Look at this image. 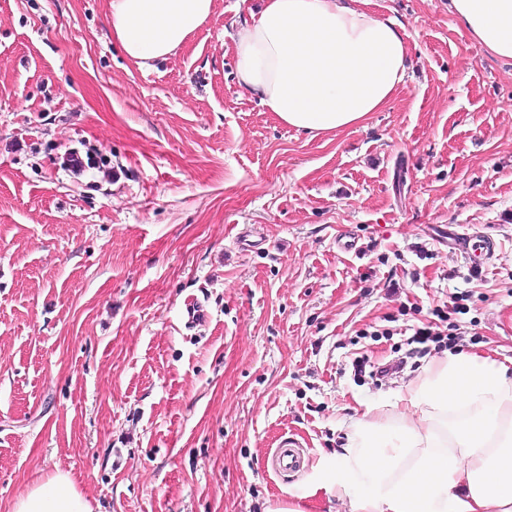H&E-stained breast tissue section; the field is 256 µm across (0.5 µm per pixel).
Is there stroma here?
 I'll use <instances>...</instances> for the list:
<instances>
[{"mask_svg": "<svg viewBox=\"0 0 512 512\" xmlns=\"http://www.w3.org/2000/svg\"><path fill=\"white\" fill-rule=\"evenodd\" d=\"M260 4L143 69L108 0H0V512L59 469L95 512H348L305 492L365 403L395 426L436 359L512 357V60L448 0H371L406 83L313 138L237 85L224 31ZM452 229L492 237L485 271ZM431 320L450 344L415 353ZM295 448H298V445L290 438L280 443V448L273 457V462L279 470H292L299 467L301 457Z\"/></svg>", "mask_w": 512, "mask_h": 512, "instance_id": "35a3bbf8", "label": "stroma"}]
</instances>
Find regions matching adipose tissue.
I'll return each instance as SVG.
<instances>
[{
	"instance_id": "adipose-tissue-1",
	"label": "adipose tissue",
	"mask_w": 512,
	"mask_h": 512,
	"mask_svg": "<svg viewBox=\"0 0 512 512\" xmlns=\"http://www.w3.org/2000/svg\"><path fill=\"white\" fill-rule=\"evenodd\" d=\"M368 0H262L229 33L237 80L277 119L310 137L364 122L404 85L403 26ZM216 0H109L112 40L141 67L168 58ZM473 46L512 60V0H448ZM400 430L361 420L337 458L369 491L353 512H512V358L447 355L401 396ZM455 421H448L449 411ZM10 512H94L67 472Z\"/></svg>"
}]
</instances>
